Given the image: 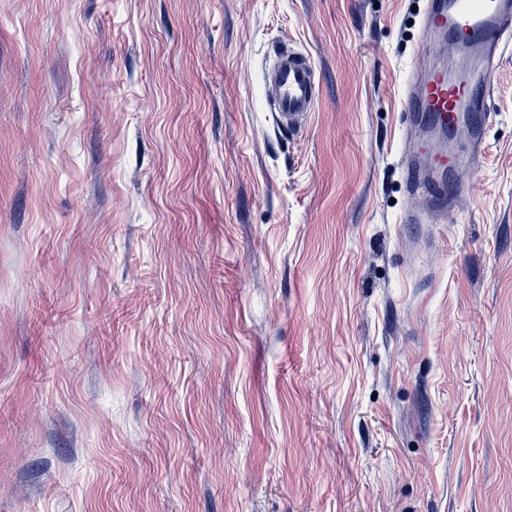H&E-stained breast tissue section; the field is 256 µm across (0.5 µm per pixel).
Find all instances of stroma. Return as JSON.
<instances>
[{"mask_svg": "<svg viewBox=\"0 0 512 512\" xmlns=\"http://www.w3.org/2000/svg\"><path fill=\"white\" fill-rule=\"evenodd\" d=\"M421 7L0 0V512H512V52L400 223ZM263 69L267 101L276 122L284 127L305 122L319 95L311 58L295 50L280 51L265 62Z\"/></svg>", "mask_w": 512, "mask_h": 512, "instance_id": "35a3bbf8", "label": "stroma"}]
</instances>
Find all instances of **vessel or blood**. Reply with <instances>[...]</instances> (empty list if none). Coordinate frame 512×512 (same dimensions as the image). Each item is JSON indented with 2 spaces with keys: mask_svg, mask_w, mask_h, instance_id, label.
I'll list each match as a JSON object with an SVG mask.
<instances>
[{
  "mask_svg": "<svg viewBox=\"0 0 512 512\" xmlns=\"http://www.w3.org/2000/svg\"><path fill=\"white\" fill-rule=\"evenodd\" d=\"M420 30L447 40L458 62L452 67L429 65L404 86L406 123L430 130L433 137L405 154L403 178L409 195L431 193L436 216L450 224L462 196L455 176L464 164L480 159L485 148L490 76L512 50V0H426ZM263 69L276 122L285 127L305 122L319 95L311 58L295 50L280 51ZM461 128L468 133L462 150L456 147Z\"/></svg>",
  "mask_w": 512,
  "mask_h": 512,
  "instance_id": "vessel-or-blood-1",
  "label": "vessel or blood"
}]
</instances>
